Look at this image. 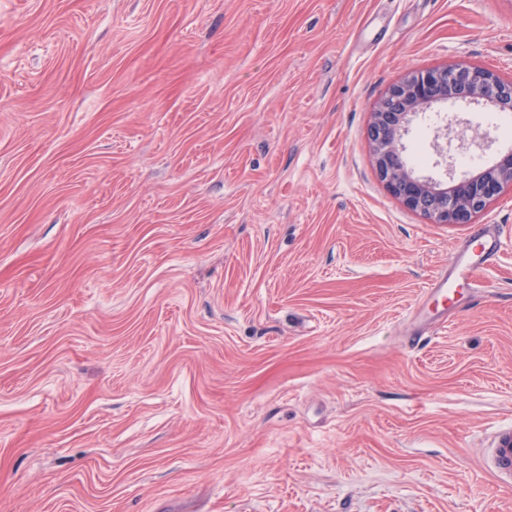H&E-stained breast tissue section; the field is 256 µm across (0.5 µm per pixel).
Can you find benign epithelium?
<instances>
[{"label":"benign epithelium","instance_id":"benign-epithelium-1","mask_svg":"<svg viewBox=\"0 0 512 512\" xmlns=\"http://www.w3.org/2000/svg\"><path fill=\"white\" fill-rule=\"evenodd\" d=\"M459 102L512 111V79L483 67L448 66L415 72L394 85L372 112L369 139L376 171L388 191L407 208L438 224H467L512 186V151L498 154L482 171L442 186L414 174L405 163L403 138L417 113L436 104ZM487 132L471 134L467 121L450 117L435 144L439 162L453 172L457 153L489 148Z\"/></svg>","mask_w":512,"mask_h":512}]
</instances>
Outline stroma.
<instances>
[{
	"label": "stroma",
	"instance_id": "obj_1",
	"mask_svg": "<svg viewBox=\"0 0 512 512\" xmlns=\"http://www.w3.org/2000/svg\"><path fill=\"white\" fill-rule=\"evenodd\" d=\"M450 64L512 0H0V512H512V186L436 224L368 140ZM469 250L467 249L464 254H461L453 269L449 274L441 275L437 277L428 287L427 293L435 294L439 292H448V282L449 280H454L456 282L461 280H468L473 277L474 269L472 267V263L470 262Z\"/></svg>",
	"mask_w": 512,
	"mask_h": 512
}]
</instances>
